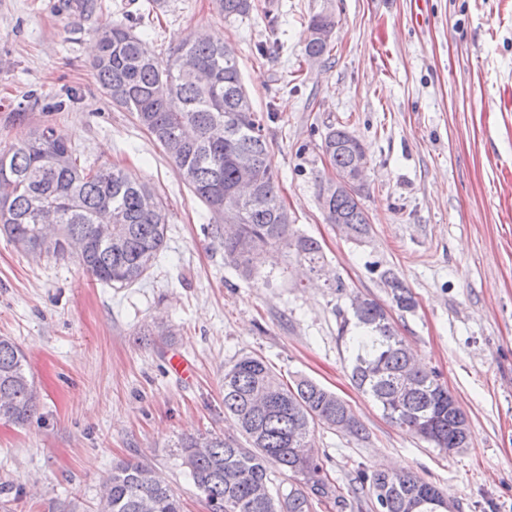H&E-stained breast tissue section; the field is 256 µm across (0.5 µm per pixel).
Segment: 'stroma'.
<instances>
[{"label":"stroma","mask_w":512,"mask_h":512,"mask_svg":"<svg viewBox=\"0 0 512 512\" xmlns=\"http://www.w3.org/2000/svg\"><path fill=\"white\" fill-rule=\"evenodd\" d=\"M0 0V148L54 127L82 158L152 185L168 211L166 246L141 282L112 288L75 260L35 257L0 233V336L27 355L37 408L0 422V512H98L112 466L150 462L184 512H207L182 467L189 435L241 434L224 416V366L262 357L284 381L335 392L364 427H316L314 457L345 512H375L359 472L403 466L458 502L512 512V0H254L220 19L212 0ZM335 27L329 56L306 58L308 23ZM131 25L166 62L187 36L218 35L237 54L280 194L322 271L294 254L263 260L268 281L224 262L211 214L133 114L112 106L92 69L103 22ZM342 126L365 145L361 243L326 223L317 182L334 171L320 144ZM392 271L417 306L400 310ZM347 287L340 293L333 279ZM378 300L455 396L469 444L445 453L390 423L356 388L341 339L350 297ZM181 355L194 375L174 373Z\"/></svg>","instance_id":"1"}]
</instances>
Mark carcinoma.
<instances>
[{
  "mask_svg": "<svg viewBox=\"0 0 512 512\" xmlns=\"http://www.w3.org/2000/svg\"><path fill=\"white\" fill-rule=\"evenodd\" d=\"M226 22L247 17L251 0H214ZM335 26L331 16L309 21L306 55L329 53L327 40L315 36ZM92 67L112 104L135 115L159 144L183 183L211 211L233 206L243 185L237 159L251 157L256 191L238 209L239 223L215 225L224 243V261L246 279L260 275V260L270 248H285L320 269L324 260L316 239L293 230L279 195L278 176L262 134L264 117L254 111L242 83L234 50L217 38L191 36L160 65L141 39L119 22L96 29ZM321 150L336 172L347 170L354 154L366 152L343 128L329 127ZM155 195L146 183L131 181L115 166L95 167L81 159L54 128L29 132L0 150V231L29 244L28 253L64 258L71 241L88 250L80 265L97 281L125 288L141 281L165 247L167 213L148 209L144 197ZM56 204L58 227L49 234L35 219L46 203ZM329 224L340 218L353 240L371 232L360 195L333 194L320 202ZM114 216L112 237L100 234L104 214ZM398 308L415 307L412 293L386 271ZM347 339L351 379L371 397L392 424L405 428L448 453L467 438L469 421L453 407L455 399L435 372L416 363L394 329L388 311L371 298L353 309ZM37 406L26 357L11 340L0 338V421L21 424ZM224 414L233 418L249 447L218 435L187 437L177 444L209 512H311L312 501L346 508L341 488L322 474L320 463L295 452L311 443L316 424L350 436L363 427L335 393L301 377L288 385L260 357L243 356L224 369ZM278 464L292 483L272 490L266 463ZM369 482L377 512H445L448 495L411 471L362 474ZM99 512H183L180 497L154 468L142 461L112 467L108 494Z\"/></svg>",
  "mask_w": 512,
  "mask_h": 512,
  "instance_id": "cac0c4a2",
  "label": "carcinoma"
}]
</instances>
